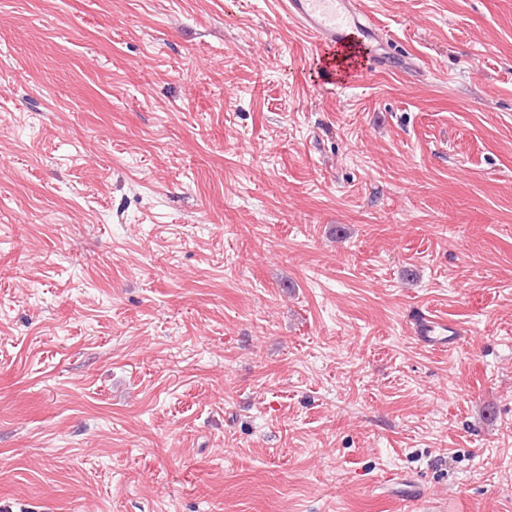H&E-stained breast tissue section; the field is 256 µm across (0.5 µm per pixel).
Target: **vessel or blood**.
Returning <instances> with one entry per match:
<instances>
[{"mask_svg": "<svg viewBox=\"0 0 512 512\" xmlns=\"http://www.w3.org/2000/svg\"><path fill=\"white\" fill-rule=\"evenodd\" d=\"M285 10L314 40L317 47L344 53L355 62L362 48L375 45L379 66H390L382 26L365 7V0H283ZM418 336L442 349L456 347L459 337L453 324L427 313L417 317Z\"/></svg>", "mask_w": 512, "mask_h": 512, "instance_id": "b4317fda", "label": "vessel or blood"}]
</instances>
